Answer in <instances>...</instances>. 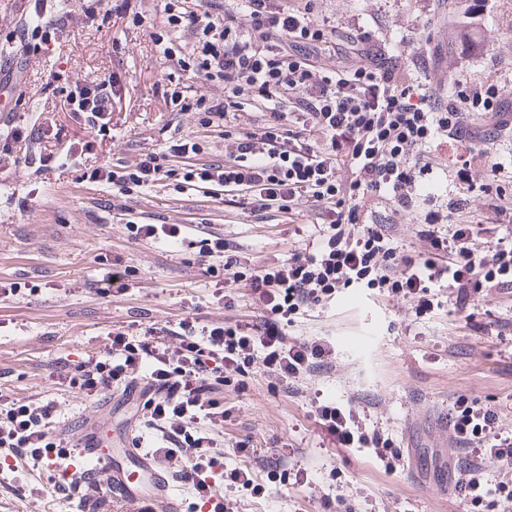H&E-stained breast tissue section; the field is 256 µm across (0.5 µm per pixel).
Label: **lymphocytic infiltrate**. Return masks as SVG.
<instances>
[{
    "label": "lymphocytic infiltrate",
    "instance_id": "1",
    "mask_svg": "<svg viewBox=\"0 0 512 512\" xmlns=\"http://www.w3.org/2000/svg\"><path fill=\"white\" fill-rule=\"evenodd\" d=\"M231 2L218 11L214 0H164L154 34L180 72L202 81L195 94L175 90L169 100L177 111L197 113L205 131L223 136V161L196 164L203 148L186 136L171 139L162 152L142 154L135 166H101L87 178L122 197L179 175L237 197L254 212L272 205L290 212L304 199L319 208L317 239L277 263L242 267L223 237L202 239L196 260L223 293V319L186 310L140 336L110 332L104 350L55 377L56 385L85 397L112 392L121 403L138 402L134 426L154 431L151 454L163 458L209 512H239L224 493L228 487L242 498L267 493L246 443L236 445L237 464L224 466V425L235 412L225 391L245 390L257 361L281 383L332 365L331 342L286 334L299 315L351 287L411 301L418 318L438 308L439 288L452 291L460 310L494 290L512 294V181L499 179L491 156L495 131L512 130V121L502 118L498 81L461 85L448 96L423 83L404 85L392 57L373 51L367 33L332 36L314 0ZM58 25L34 9L26 26L0 40V49L29 59L55 41ZM333 37L339 40L337 69L321 63ZM353 54L364 63L346 68ZM56 92L72 111L92 119L112 112V83L77 81ZM245 96L268 105L260 125L248 130L229 123ZM473 112L488 115L493 129L471 127ZM442 144L467 194L435 207L421 202L418 186L431 175V153ZM344 164L351 169L346 181L338 174ZM373 194L386 205L369 213L365 201ZM408 214L416 217L417 251L398 242L399 218ZM490 224L502 234L489 241ZM217 257L233 267L231 278H220ZM243 288L266 313L264 325L237 314ZM315 415L336 447L372 449L385 469H393L400 453L392 438L369 429L351 406L325 401ZM56 418L53 399L0 393V472L25 486L54 465L56 480L38 490L43 512H97L106 487L97 475L71 472L80 442L55 435ZM500 423L495 406L464 395L450 410L456 444L495 460L501 473L491 488L475 468L467 469L460 485L475 504L493 495L512 499V435H503Z\"/></svg>",
    "mask_w": 512,
    "mask_h": 512
}]
</instances>
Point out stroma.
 <instances>
[{
  "instance_id": "obj_1",
  "label": "stroma",
  "mask_w": 512,
  "mask_h": 512,
  "mask_svg": "<svg viewBox=\"0 0 512 512\" xmlns=\"http://www.w3.org/2000/svg\"><path fill=\"white\" fill-rule=\"evenodd\" d=\"M160 8L161 0H142L143 23L115 16L95 28L79 0H47L48 15L66 25L32 59L21 104L0 95V133L17 114L52 134L0 156V281L35 288L0 302V389L56 397L61 428L99 422L116 451L124 433L110 409L56 389L51 374L58 363L103 349L114 328L141 333L185 307L211 320L224 316L193 249L131 240L128 225L218 233L244 265L278 262L296 237L315 231L306 204L293 216L274 207L254 214L171 179L116 198L107 186L84 181L79 168L37 170L39 154L52 150L84 149L90 166H129L161 151L170 137L197 135V114L173 111L162 95L177 65L154 43ZM316 11L338 31H367L372 45L400 56L403 82L419 80L409 64L421 56L438 92L491 76L505 86L504 102H512V0H316ZM55 75L117 81L104 129L60 101L49 86ZM115 262L135 267L138 277L137 288L120 299L98 282L101 265ZM439 297L442 309L418 319L409 302L341 289L287 329L333 342L331 370L279 390L262 363L253 364L245 392L227 395L236 421L224 443L246 441L257 454L283 455V468L305 469L308 481L270 483L269 497L243 500V512H512V500L477 507L459 491V475L474 457L456 449L448 428V410L464 394L498 407L504 431L512 432V301L494 291L465 312L448 290ZM323 400L352 405L388 433L403 449L401 468L386 474L362 451L328 447L314 418Z\"/></svg>"
}]
</instances>
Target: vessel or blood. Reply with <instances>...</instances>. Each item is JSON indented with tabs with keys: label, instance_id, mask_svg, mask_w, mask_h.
<instances>
[{
	"label": "vessel or blood",
	"instance_id": "1",
	"mask_svg": "<svg viewBox=\"0 0 512 512\" xmlns=\"http://www.w3.org/2000/svg\"><path fill=\"white\" fill-rule=\"evenodd\" d=\"M91 465L109 480L111 491L106 512H122L121 501L130 498L149 499L162 507L163 512H183L182 500L176 495L170 478L137 443L128 442L118 460L105 457L98 443H87L77 466L82 469Z\"/></svg>",
	"mask_w": 512,
	"mask_h": 512
}]
</instances>
